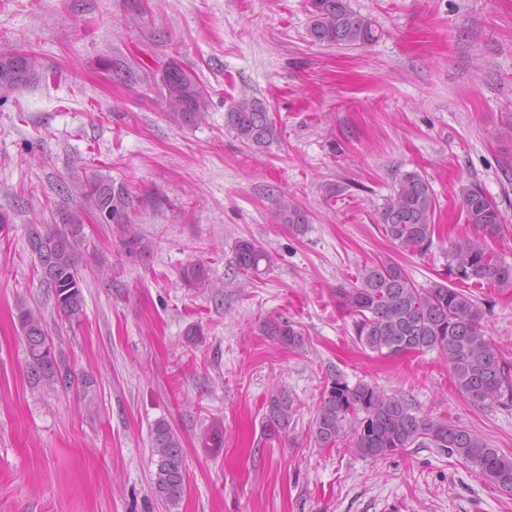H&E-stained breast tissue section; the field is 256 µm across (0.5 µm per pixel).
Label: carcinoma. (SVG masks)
<instances>
[{"label": "carcinoma", "mask_w": 512, "mask_h": 512, "mask_svg": "<svg viewBox=\"0 0 512 512\" xmlns=\"http://www.w3.org/2000/svg\"><path fill=\"white\" fill-rule=\"evenodd\" d=\"M308 36L327 46L367 47L381 36L375 20L352 9L348 0H309ZM42 68L31 51L0 53V98L35 78ZM158 85L165 102V118L177 127L198 124L208 111L209 91L197 74L172 57L163 67ZM224 124L247 146L266 147L278 138V128L263 100L241 97L224 113ZM80 199L79 207L60 212L53 224H33L29 246L39 264L42 283L60 319L80 324L84 315V279L76 262L85 218L92 214L112 226L122 253L143 259L153 242L135 223L136 203L131 191L107 177L79 178L65 185ZM460 207L476 235L449 240L448 282L417 287L405 267L382 255L364 265L356 282L336 289V302L356 317V341L383 357L436 351L450 363L457 390L479 407L512 406V363L487 338L486 306L471 287L512 288V264L496 252L488 239L503 232L498 206L473 183L462 189ZM436 201L429 183L417 172L396 177L392 193L379 213L385 237L399 250L423 251L433 245ZM274 220L295 235L307 231L310 217L294 195L282 192L275 200ZM272 255L258 242L244 238L235 245L237 270L254 276L270 267ZM191 288L210 286L201 263L181 272ZM25 341L32 384L57 393L72 388L88 396L95 379L76 371L56 347L42 315L23 301L16 305ZM265 334L293 350L303 346L302 333L288 320L268 322ZM293 407L278 392L268 405L266 425L272 434L288 435ZM312 433L321 448L347 443L361 457L379 459L403 448H443L479 470L504 492H512V455L494 447L473 430L444 418L418 414L399 394L376 385H350L336 373L320 393ZM156 456L151 482L153 496L174 507L185 491V455L179 434L164 419L150 432Z\"/></svg>", "instance_id": "carcinoma-1"}]
</instances>
